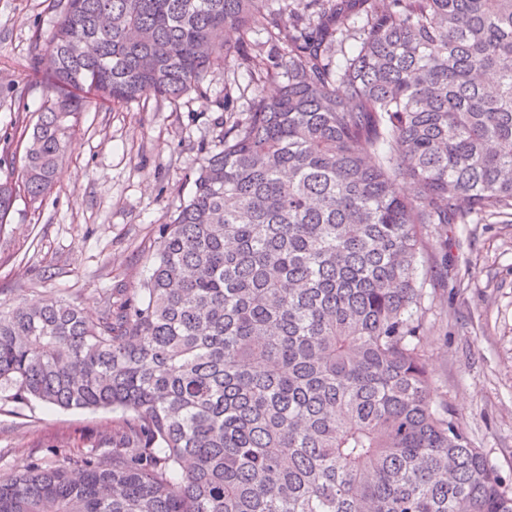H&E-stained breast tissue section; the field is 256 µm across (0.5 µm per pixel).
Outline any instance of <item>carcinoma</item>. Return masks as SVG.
Returning <instances> with one entry per match:
<instances>
[{
    "label": "carcinoma",
    "mask_w": 512,
    "mask_h": 512,
    "mask_svg": "<svg viewBox=\"0 0 512 512\" xmlns=\"http://www.w3.org/2000/svg\"><path fill=\"white\" fill-rule=\"evenodd\" d=\"M268 2L66 0L35 58L0 224L13 181L50 194L94 99L175 101L222 69L229 116L140 298L0 308L5 399L123 413L81 478L0 480V512H512L429 385L419 278L428 225L512 214V0Z\"/></svg>",
    "instance_id": "cac0c4a2"
}]
</instances>
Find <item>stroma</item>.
<instances>
[{"label":"stroma","mask_w":512,"mask_h":512,"mask_svg":"<svg viewBox=\"0 0 512 512\" xmlns=\"http://www.w3.org/2000/svg\"><path fill=\"white\" fill-rule=\"evenodd\" d=\"M64 0H0V179L46 99L31 61ZM224 73L204 94L91 105L41 202L17 197L0 224V308L52 296L97 315L104 296L137 297L156 231L187 201L202 149L219 132ZM425 242L424 336L431 388L512 487V220L434 224ZM121 412L0 401V478L27 464L79 471Z\"/></svg>","instance_id":"stroma-1"}]
</instances>
